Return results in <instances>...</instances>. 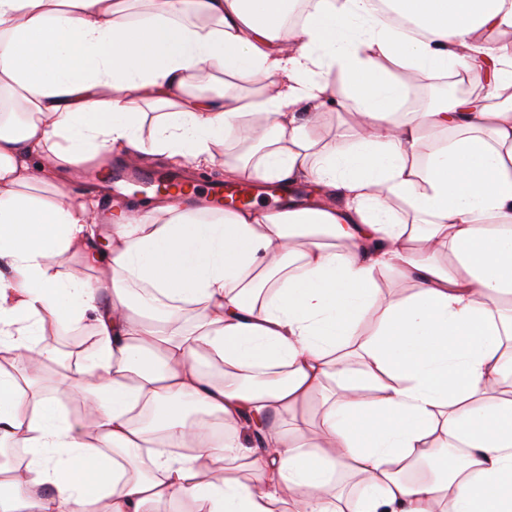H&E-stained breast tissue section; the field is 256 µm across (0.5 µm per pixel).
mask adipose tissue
I'll return each instance as SVG.
<instances>
[{"label": "adipose tissue", "instance_id": "1", "mask_svg": "<svg viewBox=\"0 0 512 512\" xmlns=\"http://www.w3.org/2000/svg\"><path fill=\"white\" fill-rule=\"evenodd\" d=\"M389 3L420 36L372 0H316L300 25L290 0H145L138 16L132 0H0V96L20 108L0 114V352L53 361L48 319L95 336L65 381L84 421L0 373V441L30 456L0 467V512H512V46L493 39L512 0ZM394 64L479 76L497 105L400 119ZM334 104L354 123L314 138ZM116 147L220 157L228 179L308 182L317 200H159L106 226L94 200L41 198ZM71 252L106 276L53 273ZM385 271L410 295L381 296ZM424 462L435 476L411 478Z\"/></svg>", "mask_w": 512, "mask_h": 512}]
</instances>
